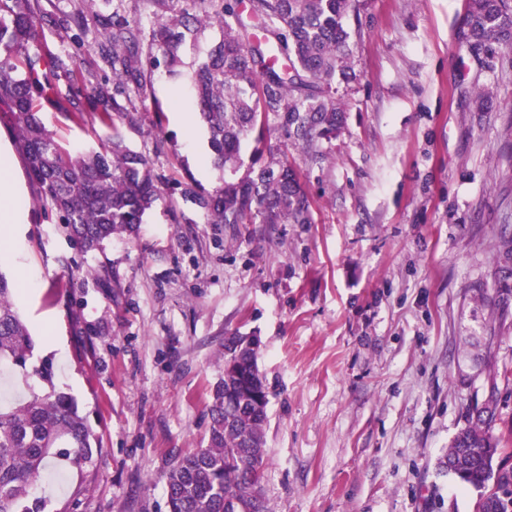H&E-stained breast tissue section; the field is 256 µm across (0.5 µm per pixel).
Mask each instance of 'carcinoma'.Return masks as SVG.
Here are the masks:
<instances>
[{
	"instance_id": "1",
	"label": "carcinoma",
	"mask_w": 512,
	"mask_h": 512,
	"mask_svg": "<svg viewBox=\"0 0 512 512\" xmlns=\"http://www.w3.org/2000/svg\"><path fill=\"white\" fill-rule=\"evenodd\" d=\"M92 2L73 0L72 11L58 15L53 0H0V103L10 108L29 178L68 238L87 255L103 252L112 239L137 231L160 190L151 159L115 132L96 150L63 146L43 122L38 100L50 93L64 98L79 120L97 112L107 126L132 121L130 93L143 87L148 66L157 61L153 51L174 72L187 37L211 23L220 39L194 73L193 87L211 162L231 175L211 193L188 195L210 224L312 223L296 162L286 152L266 156L260 144L271 113L303 146L336 138L342 115L334 85L352 78L347 19L359 0H249L246 12L237 0H151L162 22L153 27L146 54L136 24L117 11L97 15L112 83L81 80L67 69L62 90L63 64L32 47L52 22L72 32L81 48ZM467 18L469 39L488 51L512 41L509 0H468ZM254 133L258 171L238 178L243 148ZM497 265L503 278H512V233L502 240ZM12 296L0 274V369L18 367L42 387L31 386L26 398L0 406V512H46L47 500L36 488L51 462L65 460L82 472L95 465L101 448L75 400L56 390L50 364L28 365L34 341ZM232 369L239 382L229 385L223 378L210 391L206 447L181 457L163 475L168 512H271L262 484L267 408H258L245 384L261 371L238 334L224 337L220 371ZM511 459L512 420L501 417L493 389L486 403L469 410L441 465L479 492L477 512H512Z\"/></svg>"
}]
</instances>
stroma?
<instances>
[{
  "instance_id": "1",
  "label": "stroma",
  "mask_w": 512,
  "mask_h": 512,
  "mask_svg": "<svg viewBox=\"0 0 512 512\" xmlns=\"http://www.w3.org/2000/svg\"><path fill=\"white\" fill-rule=\"evenodd\" d=\"M348 25L355 77L339 88L336 138L304 153L281 130L268 136L301 167L309 224H210L186 194L224 180L191 82L218 27L186 41L176 72L148 73L134 122L45 104L64 146L120 133L160 181L138 236L94 257L47 214L0 104V146L27 199L0 234V272L21 280L14 303L35 357L102 447L83 476L53 462L40 481L49 512H167L162 477L207 444L234 332L261 341L273 512H476L478 491L438 461L489 394L512 418V384L493 382L512 375V296L496 272L512 230V44L465 52L466 0H359ZM44 35L78 76L111 79L97 31L79 50L53 24Z\"/></svg>"
}]
</instances>
